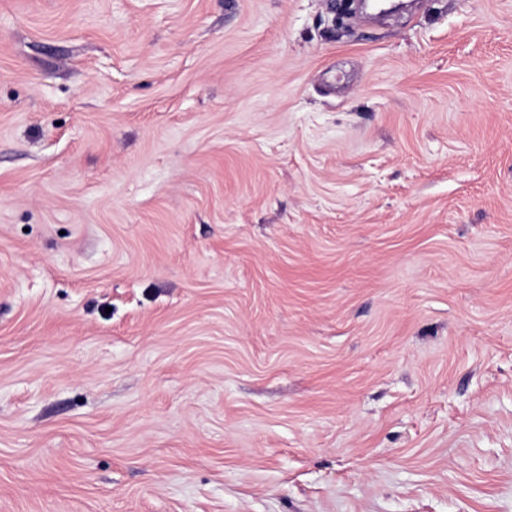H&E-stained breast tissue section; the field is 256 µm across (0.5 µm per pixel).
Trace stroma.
I'll return each mask as SVG.
<instances>
[{
  "label": "stroma",
  "mask_w": 512,
  "mask_h": 512,
  "mask_svg": "<svg viewBox=\"0 0 512 512\" xmlns=\"http://www.w3.org/2000/svg\"><path fill=\"white\" fill-rule=\"evenodd\" d=\"M0 512H512V0H0Z\"/></svg>",
  "instance_id": "35a3bbf8"
}]
</instances>
